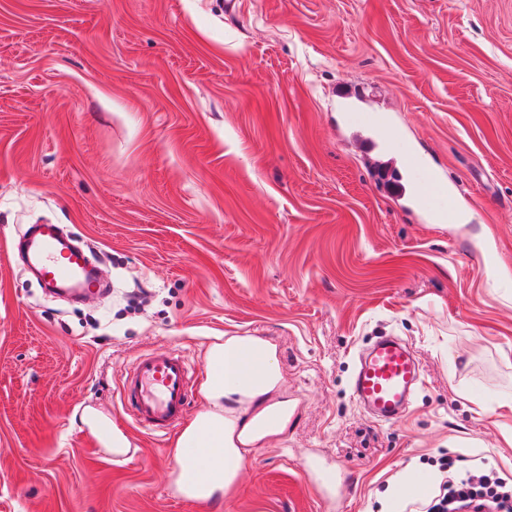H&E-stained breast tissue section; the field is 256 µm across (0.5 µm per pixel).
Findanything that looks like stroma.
Wrapping results in <instances>:
<instances>
[{
	"label": "stroma",
	"mask_w": 512,
	"mask_h": 512,
	"mask_svg": "<svg viewBox=\"0 0 512 512\" xmlns=\"http://www.w3.org/2000/svg\"><path fill=\"white\" fill-rule=\"evenodd\" d=\"M34 224L88 246L111 298H52L18 252ZM232 335L276 344L297 409L198 503L121 379L178 346L192 419ZM387 335L421 384L380 422L351 379ZM511 402L512 0H0V512H377L443 453L512 479ZM80 430H86L106 448L115 459L128 455L133 444L127 433L112 422V418L95 409H87L80 417Z\"/></svg>",
	"instance_id": "obj_1"
}]
</instances>
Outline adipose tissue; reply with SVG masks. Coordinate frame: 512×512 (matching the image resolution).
<instances>
[{
    "instance_id": "adipose-tissue-1",
    "label": "adipose tissue",
    "mask_w": 512,
    "mask_h": 512,
    "mask_svg": "<svg viewBox=\"0 0 512 512\" xmlns=\"http://www.w3.org/2000/svg\"><path fill=\"white\" fill-rule=\"evenodd\" d=\"M205 361L202 393L208 408L181 429L172 447L176 493L200 502L236 491L255 450L287 441L297 407L284 387L272 341L228 336L208 346ZM80 427L115 458L133 448L124 429L95 409L83 413Z\"/></svg>"
}]
</instances>
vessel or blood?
I'll list each match as a JSON object with an SVG mask.
<instances>
[{"instance_id":"b4317fda","label":"vessel or blood","mask_w":512,"mask_h":512,"mask_svg":"<svg viewBox=\"0 0 512 512\" xmlns=\"http://www.w3.org/2000/svg\"><path fill=\"white\" fill-rule=\"evenodd\" d=\"M23 251L40 271L46 287L61 281H81L85 293L93 284L84 272L95 267L93 256L71 248L55 225L38 224L23 242ZM190 367L175 348L139 356L122 382L123 404L134 423L159 437L183 417L191 390ZM420 380L415 356L401 343L380 339L361 359L352 381L354 399L384 422L401 417L409 408Z\"/></svg>"}]
</instances>
